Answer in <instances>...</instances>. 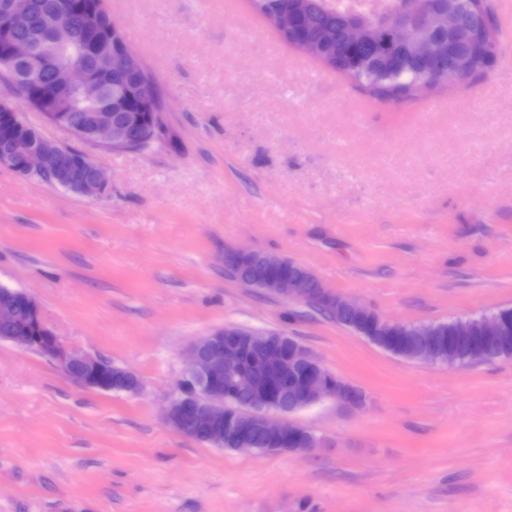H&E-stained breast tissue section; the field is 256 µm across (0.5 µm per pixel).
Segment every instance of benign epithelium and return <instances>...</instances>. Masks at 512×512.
Masks as SVG:
<instances>
[{
  "instance_id": "1",
  "label": "benign epithelium",
  "mask_w": 512,
  "mask_h": 512,
  "mask_svg": "<svg viewBox=\"0 0 512 512\" xmlns=\"http://www.w3.org/2000/svg\"><path fill=\"white\" fill-rule=\"evenodd\" d=\"M309 0H290V14L283 17V24L290 26L294 19L308 16ZM469 13H482L475 0H448L441 14L438 28L433 32L422 33L409 18L391 17L385 20L395 44L407 51L414 59L432 65L427 76L434 80V86L457 83L445 66L443 36H448V45L461 44L468 55L482 60L483 68H488L497 57V48L492 43L476 37L472 27L465 25ZM50 45H60L68 41V28L56 19L44 23ZM366 22L356 21L343 31L342 39L350 47H359L364 41ZM89 55L101 56L120 64L126 71L142 77L141 82L131 91L136 103V111H157V96L154 88L157 82L137 59L127 42L116 36L112 44L101 46L87 42L83 46ZM20 60L28 64L30 73L39 68L38 55L33 45L24 39L7 33L0 36V76L16 83L14 64ZM78 87L86 98L98 100L101 90L89 71L81 65H72L65 72L63 85L53 89L48 95L35 97L37 107L45 120L55 126L69 130L74 136L82 135V130L69 125L63 112L67 111L69 90ZM161 143L164 130L161 120L148 119L138 115L132 123L119 126L105 115H100L92 129V142L103 148L124 151L133 148L142 138ZM53 142L37 129H32L26 145L17 153L0 154V165L11 168L26 178H39L50 171L65 191L97 199L106 194L110 187V177L105 169L92 158L85 159L79 167L66 154H58L64 161L63 170L52 169L50 146ZM261 255L258 250L232 248L224 254V266L243 264ZM271 282L282 291L281 297L306 306L325 303L332 308L353 315L371 313L366 307L346 300L332 291L319 286L317 289L302 288L296 277L281 276ZM48 352L60 371L75 384L93 390H112V384H103L105 361L93 356L66 348L58 336L50 334ZM256 363L273 370L276 375L257 385L250 393V400L244 408L228 414L229 404L235 393L216 389L214 379L224 377V382L236 384L242 380L247 368L246 362ZM328 371L305 348H296L288 353L284 344L269 337L266 332L254 331L236 326L224 327V332L214 331L197 340L191 347L177 394L165 410L166 422L179 428L190 422H207L216 436L226 439L241 438L253 430L262 428L276 437H289L304 432L308 434V444L304 448H284V453H308L319 446V440L311 431L289 420L292 410H284L280 403L282 394L288 392L296 396L297 403L306 409L327 400L350 409H361L366 405V397L345 381L327 379Z\"/></svg>"
}]
</instances>
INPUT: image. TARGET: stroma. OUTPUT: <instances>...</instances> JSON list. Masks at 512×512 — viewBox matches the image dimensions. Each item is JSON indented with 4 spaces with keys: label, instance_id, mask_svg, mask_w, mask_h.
Wrapping results in <instances>:
<instances>
[{
    "label": "stroma",
    "instance_id": "stroma-1",
    "mask_svg": "<svg viewBox=\"0 0 512 512\" xmlns=\"http://www.w3.org/2000/svg\"><path fill=\"white\" fill-rule=\"evenodd\" d=\"M505 2L486 73L398 101L290 48L250 0H106L171 139L82 146L111 177L96 200L0 165V284L140 389L78 387L0 342V512H512V361L397 358L223 262L276 254L391 322L512 306ZM227 326L287 333L366 406L296 414L320 442L304 456L183 436L162 411L190 345Z\"/></svg>",
    "mask_w": 512,
    "mask_h": 512
}]
</instances>
